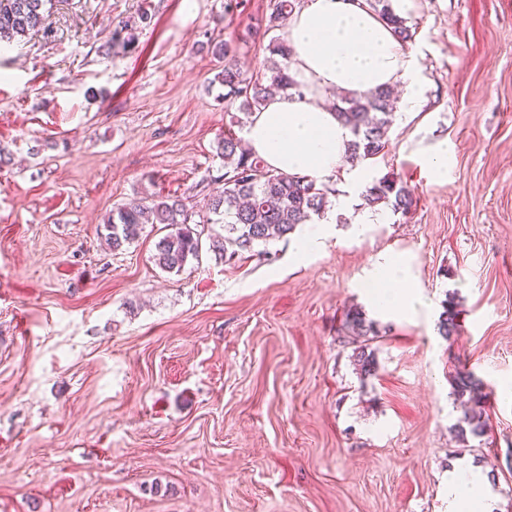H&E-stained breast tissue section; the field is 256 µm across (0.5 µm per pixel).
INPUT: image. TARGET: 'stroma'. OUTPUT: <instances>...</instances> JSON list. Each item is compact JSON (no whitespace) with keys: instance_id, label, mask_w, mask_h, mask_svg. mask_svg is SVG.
<instances>
[{"instance_id":"35a3bbf8","label":"stroma","mask_w":512,"mask_h":512,"mask_svg":"<svg viewBox=\"0 0 512 512\" xmlns=\"http://www.w3.org/2000/svg\"><path fill=\"white\" fill-rule=\"evenodd\" d=\"M224 3L52 0L41 31L0 50V512H448L460 459L512 512V0H415L423 106L367 165L407 183L410 213L352 237L362 198L338 179V239L307 260L302 224L266 255L205 248L167 273L159 225L118 252L101 233L113 207L158 194L213 232L232 110L211 43L264 72L273 0ZM144 13L133 47L103 58ZM442 138L454 173L437 182L412 154ZM385 254L409 260L426 308L370 311ZM351 308L379 331L375 375L355 370ZM459 360L492 388L480 440L453 430ZM443 311L439 320V332L448 341H454L461 334L462 326L458 320L459 311L457 303L452 296H449L442 303Z\"/></svg>"}]
</instances>
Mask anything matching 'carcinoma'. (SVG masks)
Segmentation results:
<instances>
[{"label":"carcinoma","mask_w":512,"mask_h":512,"mask_svg":"<svg viewBox=\"0 0 512 512\" xmlns=\"http://www.w3.org/2000/svg\"><path fill=\"white\" fill-rule=\"evenodd\" d=\"M389 2L368 0L373 10L390 22L401 41H410L411 29L405 19L392 14ZM50 4L52 0H0V43L11 44L38 30ZM294 10L295 0H274L265 33L281 29ZM267 50V74L248 78L236 63L237 48L232 42L216 43L215 56L224 60L217 74L218 82L224 86V100L239 102L240 111V115L232 116L230 127L217 141V152L224 158V173L215 180L224 182V190L208 198L209 213L215 218L207 223L224 226V234L210 237V250L223 257L226 264L235 263L258 246L288 237L300 224L324 217L329 197L336 193L328 183L266 169L260 157L242 147L234 131V127L248 124L252 114L271 97L287 92L302 94L301 85L288 74L289 49L284 40L271 37ZM393 104V93L386 89L363 94L346 92L341 96L336 115L353 136L346 162L362 163L384 154ZM364 200L370 207L389 206L404 215L416 203L412 191L393 173L374 180L366 188ZM190 220L186 205L177 197L134 200L112 209L103 224L104 238L112 250L118 251L138 239L144 225L163 224L168 233L155 244L153 260L163 271L179 273L188 262L199 259L202 250V232L192 228ZM345 328L351 330L354 341L377 335L373 323L356 308L346 313ZM461 330L457 303L450 296L443 302L439 332L453 341ZM354 362L364 376L374 375L378 370L375 355L365 343L354 349ZM452 380L453 394L465 406L477 405L491 394L490 386L462 361L455 365ZM455 428L462 437L469 434L481 439L486 433V422L466 411Z\"/></svg>","instance_id":"cac0c4a2"}]
</instances>
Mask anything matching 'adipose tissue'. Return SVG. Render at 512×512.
<instances>
[{"instance_id":"1","label":"adipose tissue","mask_w":512,"mask_h":512,"mask_svg":"<svg viewBox=\"0 0 512 512\" xmlns=\"http://www.w3.org/2000/svg\"><path fill=\"white\" fill-rule=\"evenodd\" d=\"M289 74L302 95H277L256 111L245 139L270 170L320 182L346 172L352 188H364V168L344 170L351 139L327 96L336 90L363 93L401 87V116L417 112L424 87L414 57L366 0H304L288 25ZM373 310L384 316L408 315L426 307L410 263L400 255L382 256L369 272ZM406 293L393 289L394 282ZM491 485L469 462L448 473V512H490Z\"/></svg>"}]
</instances>
